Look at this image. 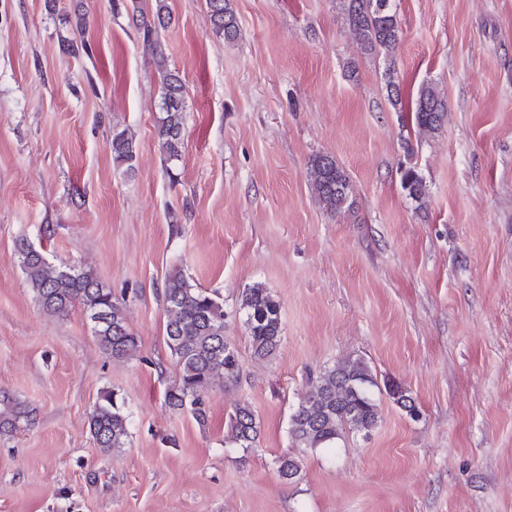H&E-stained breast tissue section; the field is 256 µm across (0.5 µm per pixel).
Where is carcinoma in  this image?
<instances>
[{"label":"carcinoma","mask_w":512,"mask_h":512,"mask_svg":"<svg viewBox=\"0 0 512 512\" xmlns=\"http://www.w3.org/2000/svg\"><path fill=\"white\" fill-rule=\"evenodd\" d=\"M350 30L369 55L390 56L398 45L402 30L392 0H342ZM210 20L215 33L232 44L239 37V25L231 0H208ZM166 6L157 5L153 21H141L143 41L152 47L160 62H165L159 39L160 29L168 23ZM162 117L158 139L167 162L181 157L184 145L185 85L179 76L164 72L160 103ZM447 115V102L432 83L420 87L414 109L416 128L424 134L438 132ZM113 160L130 170L135 146L126 131L112 135ZM311 186L318 200L329 210L340 212L353 205L349 176L327 155L315 156L310 164ZM411 199L420 202L425 185L419 174L408 169L402 179ZM19 266L33 290L40 308L50 315H64L80 305L93 336L103 351L114 359L130 356L138 346L137 336L127 326L121 303L92 274L76 268L59 269L51 265L43 252L28 239L17 242ZM167 345L177 360L179 374L165 394L170 407L187 411L201 425L207 412L203 395L216 380L236 381L239 366L235 349L224 336V307L218 296L191 284L180 269L171 270L163 287ZM239 310L245 316L251 351L258 359L273 355L282 338L281 306L275 296L256 284L242 292ZM375 386L370 366L361 358H346L327 367L299 401L289 419L288 433L297 448H331L347 430L371 432L381 417L380 406L371 387ZM389 397L409 413L415 412L413 398L398 385L385 386ZM30 411L22 403L0 398V428L16 429L29 424ZM232 442L241 448H253L259 436V422L245 404L230 416ZM89 429L97 447L104 453L125 447L128 441V414L117 394H100L89 415ZM278 476L286 481L296 478L302 459L284 454L275 460Z\"/></svg>","instance_id":"1"}]
</instances>
